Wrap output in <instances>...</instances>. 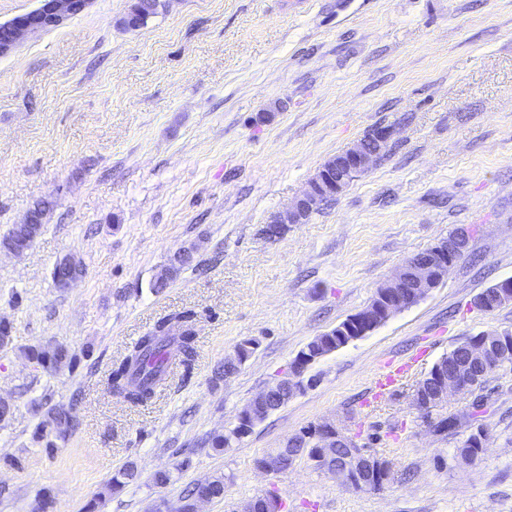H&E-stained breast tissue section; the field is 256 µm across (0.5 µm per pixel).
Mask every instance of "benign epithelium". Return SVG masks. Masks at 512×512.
<instances>
[{"mask_svg": "<svg viewBox=\"0 0 512 512\" xmlns=\"http://www.w3.org/2000/svg\"><path fill=\"white\" fill-rule=\"evenodd\" d=\"M90 0H42L39 8L23 14L5 25L10 31L8 38L0 42V56L11 54L25 38L35 35L44 28L59 27L72 17L82 13ZM370 145H353L338 157H333L330 167L336 169V177L326 178V169H321L309 183L305 192L297 197L284 211L272 215L263 229L266 237H279L288 224H300L314 210L322 195L331 191L340 194L355 178L367 173L376 164L379 156L389 146L393 129L377 125L371 130ZM469 244V233L459 228L451 237L441 240L428 249L425 258H410L398 270L394 278L374 296V303L351 315L336 326V335L346 346L359 340L387 321L396 313L407 309L424 299L448 276V266L458 261ZM469 357L493 369L512 354V346L498 334H484L469 341ZM321 355L304 350L294 359L287 377L279 380L254 396L238 413V418L253 421L259 416L258 410L279 387L287 386L288 395L302 390L300 378ZM430 383L418 386L415 406L425 416L441 407L451 393L469 392L475 386L472 372L466 365L450 366L429 375ZM296 437L314 439L320 448L349 449L350 463L336 469L324 467L339 485L369 489L372 482L363 478L366 471L376 468L374 458L362 448L354 436L345 432L336 423L325 421L313 429L312 434L300 432ZM295 460L271 457L258 466L264 472L285 473Z\"/></svg>", "mask_w": 512, "mask_h": 512, "instance_id": "obj_1", "label": "benign epithelium"}]
</instances>
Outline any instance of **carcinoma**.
I'll return each mask as SVG.
<instances>
[{
    "instance_id": "cac0c4a2",
    "label": "carcinoma",
    "mask_w": 512,
    "mask_h": 512,
    "mask_svg": "<svg viewBox=\"0 0 512 512\" xmlns=\"http://www.w3.org/2000/svg\"><path fill=\"white\" fill-rule=\"evenodd\" d=\"M160 6V0H137L129 17L124 19V24L129 28H139L147 23V20ZM47 206L44 203L38 204L32 210V222L29 224H14L8 232L0 238V249L13 253H22L28 249L30 242L38 237L43 229L40 219L46 212ZM192 261L191 252L185 250L180 252L154 277L152 289L156 292L175 280L181 273L190 266ZM195 312L191 310L182 311L172 316H167L158 321L154 328L141 336L128 354L112 368L110 374V385L116 393L121 395L130 404L142 405L147 403L154 395L155 388L168 374L169 363L160 361L163 353L174 350V359L185 369H190L195 357L194 328ZM336 330L331 329L319 336L314 337L306 344V347L321 351H331L336 348ZM27 356L46 369L56 370L62 366L72 368L76 366L78 357L75 353L63 346L46 347L32 345L27 348ZM76 427V420L69 412L50 409L37 426L36 437L45 442V450L53 452L56 441L66 439ZM483 428L471 433L464 443V446L457 449V454L462 457H476L481 452L480 432ZM250 434L251 430L235 427L224 434H214L209 438L208 443L217 451H222L232 441L241 440V434ZM288 454L299 458L307 456L315 462L316 467H321L320 459L328 458V464L334 467H342L348 463L349 450L346 448H328L321 452L312 442L290 443L284 448H276L268 456ZM134 477V466L127 465L118 470L109 482V491L119 490L127 483V480ZM226 479L220 474L197 483L193 488L186 491L181 497L180 503L173 508L168 501L162 499L153 505L152 512H195V505L198 499L208 497L212 500H219L224 497V486ZM252 512H281L282 498L275 492H270L264 498H258L249 503Z\"/></svg>"
}]
</instances>
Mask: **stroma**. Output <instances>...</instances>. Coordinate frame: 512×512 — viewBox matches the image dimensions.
Returning a JSON list of instances; mask_svg holds the SVG:
<instances>
[{
  "instance_id": "1",
  "label": "stroma",
  "mask_w": 512,
  "mask_h": 512,
  "mask_svg": "<svg viewBox=\"0 0 512 512\" xmlns=\"http://www.w3.org/2000/svg\"><path fill=\"white\" fill-rule=\"evenodd\" d=\"M134 0H91L66 26L0 57V236L36 204L44 229L21 254L0 250V512H151L221 474L224 497L198 512H240L278 492L282 512H512V369L480 394L424 417L413 393L466 338L512 330V304L473 306L512 277V0H163L137 29ZM392 126L385 157L303 224L262 233L331 157ZM465 255L416 305L320 358L298 393L223 452L210 435L286 376L313 337L365 307L410 257L449 231ZM194 247L154 291L171 256ZM84 270L59 286L54 267ZM193 310L191 370L173 365L133 406L108 377L161 318ZM258 349L231 377L225 358ZM80 357L57 372L28 346ZM422 359L378 407L382 363ZM482 406H475L476 396ZM77 427L54 452L34 440L45 409ZM456 428L440 433L438 418ZM341 422L392 464L383 491L339 486L308 458L286 473L256 458L303 428ZM486 446L471 462V427ZM136 478L111 493L126 464ZM172 480L156 485V472ZM192 254L190 251L184 250L183 253H178L170 259L169 263L164 266L161 271L154 277L152 282V289L159 292L163 287L171 281L175 280L181 273L190 266L192 261Z\"/></svg>"
}]
</instances>
